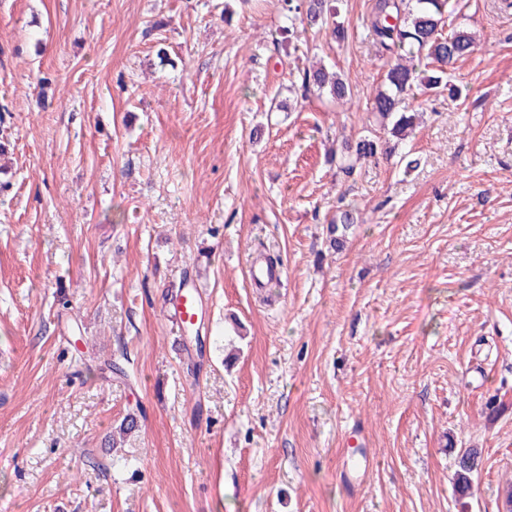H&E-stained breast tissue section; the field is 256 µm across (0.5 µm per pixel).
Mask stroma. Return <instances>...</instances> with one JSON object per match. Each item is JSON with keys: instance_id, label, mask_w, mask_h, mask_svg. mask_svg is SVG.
Segmentation results:
<instances>
[{"instance_id": "obj_1", "label": "stroma", "mask_w": 512, "mask_h": 512, "mask_svg": "<svg viewBox=\"0 0 512 512\" xmlns=\"http://www.w3.org/2000/svg\"><path fill=\"white\" fill-rule=\"evenodd\" d=\"M462 0L467 97L352 177L381 63L280 0H0V512H499L512 487V7ZM166 48L159 59L158 48ZM353 104L272 99L307 61ZM358 211L327 251L340 203ZM278 257L259 290L250 261ZM201 286L200 345L169 312ZM126 352V377L82 353ZM129 414L140 429L108 444ZM481 454L470 495L460 450ZM132 465H125V458Z\"/></svg>"}]
</instances>
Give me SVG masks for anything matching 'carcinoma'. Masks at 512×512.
I'll list each match as a JSON object with an SVG mask.
<instances>
[{"mask_svg":"<svg viewBox=\"0 0 512 512\" xmlns=\"http://www.w3.org/2000/svg\"><path fill=\"white\" fill-rule=\"evenodd\" d=\"M281 8L290 30L299 19L311 28L328 30L338 42L345 38L338 0H281ZM458 12L459 0H372L362 25L382 61L383 75L372 95L371 112L386 137L374 135L346 140L340 151L332 152L331 160L338 162L345 175H351L363 160L392 155L397 144L415 134L420 112L406 105L414 84L428 93L447 89L453 96L462 95L461 88L448 85L447 66L471 56L477 42L470 30L455 25ZM297 84L304 96L316 91L343 104L352 99L347 78L322 64L301 69ZM355 223L354 208L338 210L334 223L327 227L328 248L342 249ZM137 430L136 417L127 415L113 430L112 444H121ZM478 457L479 452L474 448L461 454L455 474L459 492L471 489Z\"/></svg>","mask_w":512,"mask_h":512,"instance_id":"cac0c4a2","label":"carcinoma"}]
</instances>
